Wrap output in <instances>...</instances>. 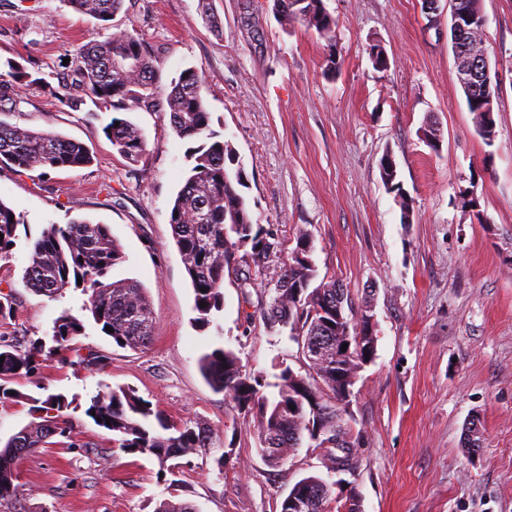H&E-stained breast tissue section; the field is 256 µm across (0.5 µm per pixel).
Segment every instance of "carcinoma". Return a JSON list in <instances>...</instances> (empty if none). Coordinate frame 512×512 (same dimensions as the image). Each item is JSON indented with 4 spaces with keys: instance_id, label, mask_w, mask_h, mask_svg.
Wrapping results in <instances>:
<instances>
[{
    "instance_id": "cac0c4a2",
    "label": "carcinoma",
    "mask_w": 512,
    "mask_h": 512,
    "mask_svg": "<svg viewBox=\"0 0 512 512\" xmlns=\"http://www.w3.org/2000/svg\"><path fill=\"white\" fill-rule=\"evenodd\" d=\"M79 14L101 22L111 20L124 0H68ZM280 25L289 31L301 24L322 38L332 39L336 20L325 10L323 0H305L299 7L288 8L287 0H273ZM74 79L61 101L76 110L90 101L106 110L133 107L158 109L169 114V123L181 139L212 138L210 112L202 95L204 77L186 69L162 87L149 52L142 41L125 32L115 31L103 40L78 46L71 58ZM8 78L0 77V112L16 111L22 102L20 89L45 84L15 62L8 63ZM468 110L474 114L476 131L492 143L496 122L494 110L473 91L464 90ZM107 137L127 159L139 161L146 153L142 130L130 121L114 117L106 125ZM189 175L173 201L170 217L175 244L194 291L197 322L211 323L212 312L224 301V273L240 272L239 287H255L273 259L288 253L282 272L274 284L270 300L258 303L256 312L266 325L289 329L290 339L313 340L319 355L308 362V374L282 369L274 384L277 395L264 393L266 383L260 375L245 369L230 350L215 348L201 358V368L211 387L224 393L243 419L252 424L265 461L276 466L300 447L308 437L315 448L326 449L330 469L336 465L353 475L359 468L356 447L359 436L353 433L349 404L351 388L343 376L356 375L374 355L366 347L357 315L370 303L365 296L355 304L349 291L334 280L313 282L318 276L312 253L298 257V248L312 247L310 235L299 231L296 247L285 251L283 243L271 231L254 229L250 206L240 193L244 185L242 171L233 169L235 150L230 142L215 140L192 150ZM25 170H66L92 164L85 145L53 131H35L0 120V163ZM383 183L398 192L404 220H409L408 198L400 193L397 173L381 169ZM20 219L12 208L0 201V259L15 245ZM123 259L117 241L104 224L76 219L68 224H50L29 247V263L24 282L33 292L54 298L68 289L80 287L87 296L84 303L101 331L111 327L112 341L132 350L147 347L155 335L153 308L144 288L133 280L105 282L113 266ZM82 285H77V279ZM206 306H199L200 302ZM328 320L348 334H326L321 321ZM84 332V324L64 312L53 323V346L48 354L61 355L70 350L71 341ZM348 342L349 353L336 357V348ZM0 400L21 394H9L6 383L39 369L43 344L23 349L10 337L0 334ZM37 420L30 422L0 448V503L16 493V460L45 447L54 436L68 438L73 421L67 414L71 402L61 393L45 399H33ZM86 414L100 418L101 426L115 436L114 443L126 453L154 456L160 464L185 457L211 445L209 429L201 422L175 423L153 408L150 401L130 388L100 390L90 400ZM110 422H104V419ZM482 434L475 421L468 422L465 448L475 453L481 448ZM333 485L322 477L309 475L299 479L280 504V512H342Z\"/></svg>"
}]
</instances>
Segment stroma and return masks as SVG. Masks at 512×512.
<instances>
[{
	"instance_id": "stroma-1",
	"label": "stroma",
	"mask_w": 512,
	"mask_h": 512,
	"mask_svg": "<svg viewBox=\"0 0 512 512\" xmlns=\"http://www.w3.org/2000/svg\"><path fill=\"white\" fill-rule=\"evenodd\" d=\"M336 41L295 26L284 31L273 0H124L108 25L67 0H0V66L12 60L41 74L23 89L6 122L82 142L90 166L40 174L0 163V201L20 217L0 288L14 315L0 334L22 345L49 339L62 313L85 332L66 361L14 379L22 400L0 402V445L32 419L36 398L73 399V445L38 449L17 461V491L0 512H154L165 500L197 512H279L293 485L325 476L321 451L302 445L279 466L265 463L253 428L205 381L200 357L232 350L247 371L274 381L308 362L287 331L255 317L235 274L208 326L196 322L193 289L169 224L190 168L188 141L168 114L120 111L147 140L140 161L121 156L104 134L111 112L74 111L58 96L71 78L64 58L108 31L142 38L162 84L187 68L205 79L211 130L232 143L245 174L252 219L293 249L299 231L314 244L319 278L355 300L370 298L377 336L349 410L362 439L348 482L361 512H512V0H481L483 41L498 74L496 136L476 132L457 79L449 0L429 14L423 0H323ZM256 13L260 31L246 22ZM387 55L374 68L371 43ZM340 67L328 74L329 54ZM440 130L438 149L422 130ZM391 155L412 201L402 217L380 177ZM473 193L476 205L465 204ZM107 225L123 260L111 281L140 282L152 303L155 336L143 350L117 346L89 320L81 290L51 299L26 288L29 244L49 224ZM99 364H92V357ZM130 388L172 421L198 420L231 445L236 468L203 448L174 475L148 454L115 448L111 431L86 416L103 387ZM483 442L463 446L471 418Z\"/></svg>"
}]
</instances>
